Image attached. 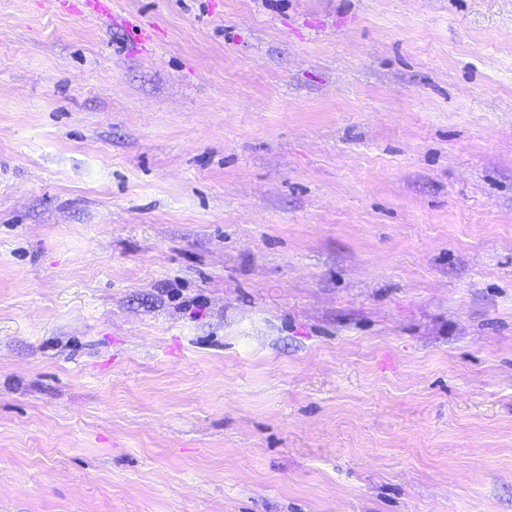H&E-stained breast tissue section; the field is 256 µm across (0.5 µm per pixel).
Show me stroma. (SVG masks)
Returning a JSON list of instances; mask_svg holds the SVG:
<instances>
[{
	"instance_id": "stroma-1",
	"label": "stroma",
	"mask_w": 512,
	"mask_h": 512,
	"mask_svg": "<svg viewBox=\"0 0 512 512\" xmlns=\"http://www.w3.org/2000/svg\"><path fill=\"white\" fill-rule=\"evenodd\" d=\"M112 7L0 0V512H512V0Z\"/></svg>"
}]
</instances>
